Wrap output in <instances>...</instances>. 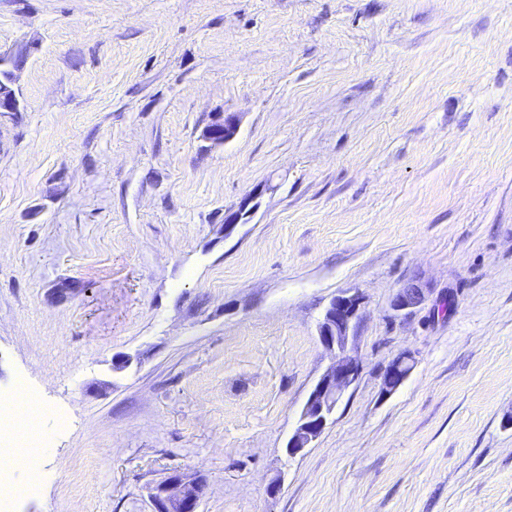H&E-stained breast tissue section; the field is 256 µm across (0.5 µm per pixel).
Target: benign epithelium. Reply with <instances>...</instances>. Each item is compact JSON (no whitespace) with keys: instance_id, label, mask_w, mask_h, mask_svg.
<instances>
[{"instance_id":"benign-epithelium-1","label":"benign epithelium","mask_w":512,"mask_h":512,"mask_svg":"<svg viewBox=\"0 0 512 512\" xmlns=\"http://www.w3.org/2000/svg\"><path fill=\"white\" fill-rule=\"evenodd\" d=\"M237 131L238 119L235 114H219L205 128L203 138L210 142L218 139L224 144L232 140ZM258 196L257 192L248 195L236 211L224 217V236H230L238 225L249 222L258 206ZM424 298L423 288L411 282L398 290L392 307L397 312L409 311L419 306ZM361 304L360 294H342L333 298L325 308L319 325V339L334 354V362L319 377L308 395L288 439L287 452L290 456L300 453L320 436L345 390L358 377L359 363L349 348V339ZM413 363V356L409 353L393 360L382 376L381 393L390 395L395 392L409 376ZM203 489L204 480L200 477L188 481L178 475L169 477L153 487L151 500L155 512H196Z\"/></svg>"}]
</instances>
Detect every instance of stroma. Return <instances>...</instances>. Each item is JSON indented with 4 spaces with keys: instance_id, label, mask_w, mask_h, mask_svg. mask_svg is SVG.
<instances>
[{
    "instance_id": "obj_1",
    "label": "stroma",
    "mask_w": 512,
    "mask_h": 512,
    "mask_svg": "<svg viewBox=\"0 0 512 512\" xmlns=\"http://www.w3.org/2000/svg\"><path fill=\"white\" fill-rule=\"evenodd\" d=\"M1 48L0 394L50 410L15 512L175 474L196 512H512V0H0ZM354 291L359 375L288 456ZM238 131V119L234 113H224L215 116L203 131V138L212 144H224L232 140ZM216 138H220L217 143ZM260 194L261 191L248 195L243 199L236 211L224 217L225 235H231L238 225L249 222L250 217L258 206V203H254V201ZM425 298L423 288L414 282L400 288L392 301V307L397 312L409 311L419 306ZM413 363L410 353H404L393 360L382 376L381 393L390 395L395 392L409 376Z\"/></svg>"
}]
</instances>
